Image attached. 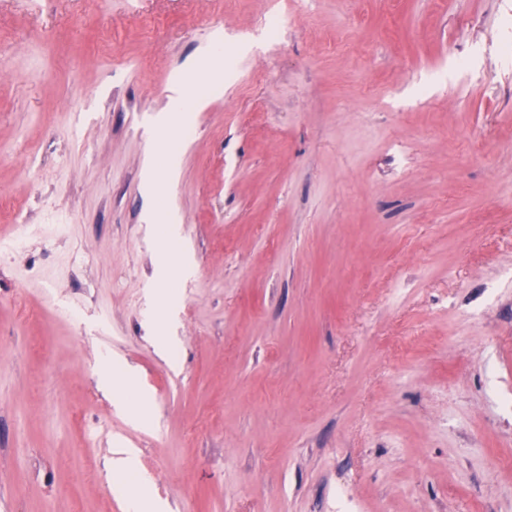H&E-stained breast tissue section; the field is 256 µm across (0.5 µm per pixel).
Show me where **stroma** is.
<instances>
[{"instance_id":"35a3bbf8","label":"stroma","mask_w":512,"mask_h":512,"mask_svg":"<svg viewBox=\"0 0 512 512\" xmlns=\"http://www.w3.org/2000/svg\"><path fill=\"white\" fill-rule=\"evenodd\" d=\"M507 40L512 0H0V512H512Z\"/></svg>"}]
</instances>
